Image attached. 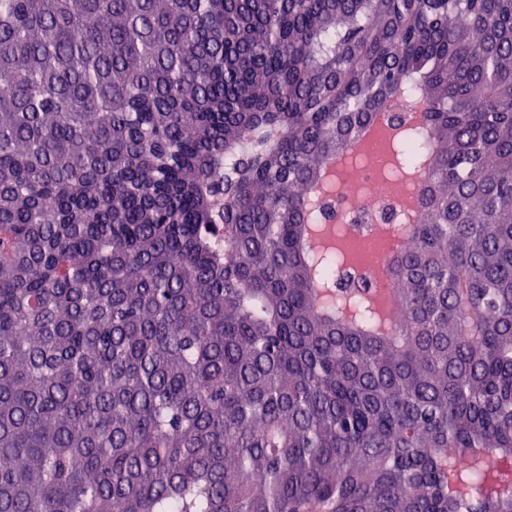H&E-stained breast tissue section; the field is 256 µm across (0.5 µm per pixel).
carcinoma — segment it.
Masks as SVG:
<instances>
[{
  "label": "carcinoma",
  "instance_id": "1",
  "mask_svg": "<svg viewBox=\"0 0 512 512\" xmlns=\"http://www.w3.org/2000/svg\"><path fill=\"white\" fill-rule=\"evenodd\" d=\"M407 98L394 312L309 232ZM1 461L0 512H512V0H0Z\"/></svg>",
  "mask_w": 512,
  "mask_h": 512
}]
</instances>
